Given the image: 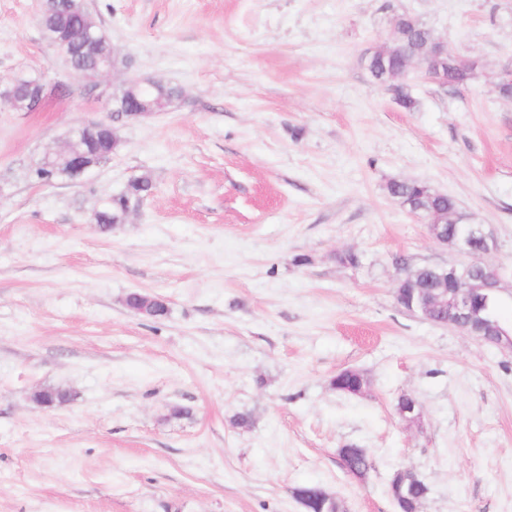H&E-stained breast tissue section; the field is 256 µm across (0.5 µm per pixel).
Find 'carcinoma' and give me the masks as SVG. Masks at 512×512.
Returning a JSON list of instances; mask_svg holds the SVG:
<instances>
[{
	"instance_id": "carcinoma-1",
	"label": "carcinoma",
	"mask_w": 512,
	"mask_h": 512,
	"mask_svg": "<svg viewBox=\"0 0 512 512\" xmlns=\"http://www.w3.org/2000/svg\"><path fill=\"white\" fill-rule=\"evenodd\" d=\"M36 24L44 38L54 45L59 56L77 59L85 70L92 69L103 59L113 57L112 43L104 30L93 24L80 0H42L36 17ZM395 27L399 42L368 62V71L379 82H386L397 73H402L408 65L405 50H410L425 61L438 41L433 31L415 17L401 13L395 16ZM476 63L455 55L446 57L437 81L443 85L459 86L471 79ZM44 87L41 78L21 72L11 91V106L16 112L29 111V96L36 88ZM180 95V90L160 80H149L138 85H128L114 94L111 100L114 112H161ZM154 184L150 177L140 176L129 181L127 186L111 196L110 202L100 215L99 223L110 227L125 222L129 211L127 198H146L153 193ZM390 196H400L409 202L410 211L421 216L429 214L448 227V239L452 240L464 232V224L459 221L460 212L456 200L447 194L438 195L428 185L416 181H391L387 185ZM127 307L142 312V316L160 319L167 315V303L158 296L131 293L126 299ZM486 306L499 326L509 331L512 326L504 316L505 301L493 296L487 299ZM342 465L350 474L366 475L374 468L372 458L366 454L342 457ZM321 488L304 485L294 490L297 500L305 503L306 512H326Z\"/></svg>"
}]
</instances>
